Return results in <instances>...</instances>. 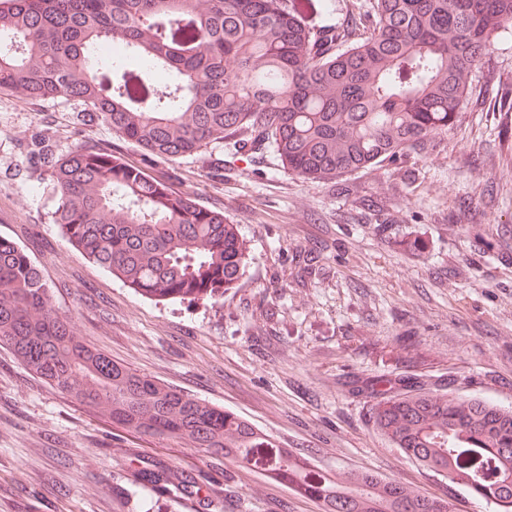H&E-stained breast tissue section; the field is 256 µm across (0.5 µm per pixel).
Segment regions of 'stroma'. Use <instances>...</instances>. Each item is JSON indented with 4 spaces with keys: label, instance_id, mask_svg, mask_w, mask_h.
<instances>
[{
    "label": "stroma",
    "instance_id": "obj_1",
    "mask_svg": "<svg viewBox=\"0 0 512 512\" xmlns=\"http://www.w3.org/2000/svg\"><path fill=\"white\" fill-rule=\"evenodd\" d=\"M72 102L0 94V238L22 246L80 339L134 371L230 409L339 478L371 472L454 512H494L419 467L370 417L377 376L512 409V29L474 68L456 125L420 153L314 183L269 150L212 146L145 156L106 128L71 122ZM60 152L110 144L241 225L244 276L223 297L157 300L90 262L48 215L50 179H16L19 134ZM422 234L428 250L389 236ZM162 470L158 512H322L280 482L176 439L120 433L30 373L0 345V512H135L133 471ZM206 478L210 498L193 481Z\"/></svg>",
    "mask_w": 512,
    "mask_h": 512
}]
</instances>
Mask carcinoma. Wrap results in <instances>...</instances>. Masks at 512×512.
Segmentation results:
<instances>
[{
    "instance_id": "carcinoma-1",
    "label": "carcinoma",
    "mask_w": 512,
    "mask_h": 512,
    "mask_svg": "<svg viewBox=\"0 0 512 512\" xmlns=\"http://www.w3.org/2000/svg\"><path fill=\"white\" fill-rule=\"evenodd\" d=\"M330 0H0V94L76 102L152 158L206 159L213 144L270 149L289 172L331 183L448 133L474 67L512 27V0H373L339 27L316 21ZM108 44L120 54L101 61ZM27 162L53 182L52 223L84 256L145 297L216 298L245 271L247 241L224 212L200 206L112 151L83 143L60 153L21 136ZM427 249L419 236L394 239ZM0 344L59 393L112 425L187 439L272 476L322 512H453L370 473L341 481L278 448L235 412L160 385L76 337L39 266L0 238ZM410 389L374 407L375 425L423 468L512 512V410ZM158 474L128 495L154 512Z\"/></svg>"
}]
</instances>
